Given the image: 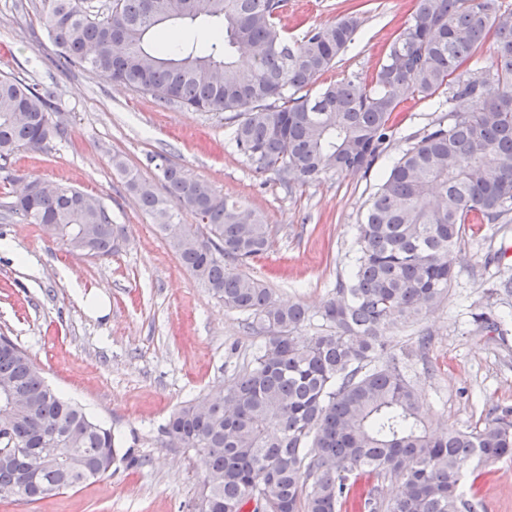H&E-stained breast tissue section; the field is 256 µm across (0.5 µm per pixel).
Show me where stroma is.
Returning <instances> with one entry per match:
<instances>
[{"label":"stroma","instance_id":"stroma-1","mask_svg":"<svg viewBox=\"0 0 512 512\" xmlns=\"http://www.w3.org/2000/svg\"><path fill=\"white\" fill-rule=\"evenodd\" d=\"M344 0H288L291 36L328 24ZM411 0H368L353 43L328 72L370 80L391 34L409 17ZM31 5L0 0V73L55 88L54 119L64 140L45 151H19L0 170V204L33 180H55L99 197L121 229L109 256L70 252L41 227L0 216V334L22 346L64 397L111 425L125 457L111 476L33 504L0 500V512H193L204 473L193 451L168 447L162 428L184 402L223 389L260 346L245 316L224 306L183 268L153 218L139 207L113 155L154 179L149 155L161 153L220 194L247 203L276 229L270 258L246 265L281 302L307 307L302 335L322 329L320 311L356 256V228L380 176L438 112L409 98L386 153L368 172L321 174L285 186L253 172L227 136L230 113L161 107L149 96L80 66L60 67ZM512 271V220L470 224L460 240L446 299L420 322L394 329L392 349L428 407L434 431L471 430L512 419V296L496 294L499 272ZM105 308L95 311L97 296ZM500 318L499 331L480 314ZM430 338L425 355L418 335ZM481 512H512V460L464 482Z\"/></svg>","mask_w":512,"mask_h":512}]
</instances>
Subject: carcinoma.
Segmentation results:
<instances>
[{
    "mask_svg": "<svg viewBox=\"0 0 512 512\" xmlns=\"http://www.w3.org/2000/svg\"><path fill=\"white\" fill-rule=\"evenodd\" d=\"M371 82L305 89L331 70L362 25L361 5L296 39L281 25L284 0H41L38 23L59 63L150 95L163 105L240 117L230 140L255 173L285 183L320 174L368 171L388 149L393 118L413 95L437 107V121L385 174L357 225L353 268L336 281L321 317L327 330L297 332L300 304L238 267L267 255L271 225L243 202L223 197L161 153L148 162L164 193L118 155L112 167L168 237L179 262L224 306L248 315L266 336L219 395L198 396L162 429L172 448L199 457L204 487L195 512H476L468 471L512 458V421L471 431L431 433L427 407L406 362L388 350L391 330L414 324L448 294L467 224H502L512 212V6L503 0H412ZM210 20L201 49L151 37L175 23ZM495 45L491 71L469 75L476 51ZM54 91L0 74V169L21 149L42 150L65 129L52 119ZM7 211L56 235L70 251L109 256L118 248L112 212L71 186L32 181ZM0 381L27 401L0 429V499L38 502L112 475L119 454L112 428L60 396L26 350L0 335ZM62 449L61 463L23 486L30 454ZM394 480L397 494L378 497Z\"/></svg>",
    "mask_w": 512,
    "mask_h": 512,
    "instance_id": "obj_1",
    "label": "carcinoma"
}]
</instances>
